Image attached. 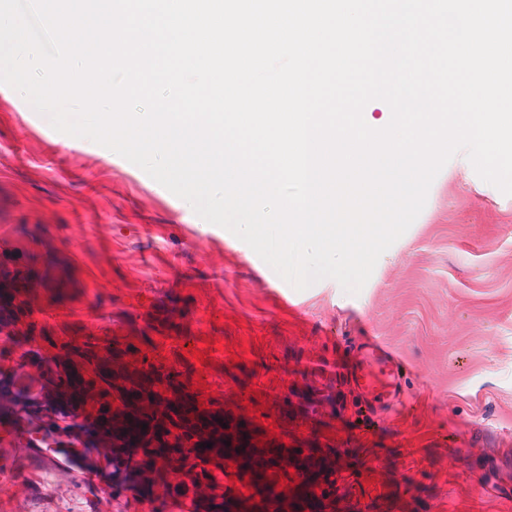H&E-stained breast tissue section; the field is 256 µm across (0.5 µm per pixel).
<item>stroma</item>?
Instances as JSON below:
<instances>
[{"instance_id": "stroma-1", "label": "stroma", "mask_w": 512, "mask_h": 512, "mask_svg": "<svg viewBox=\"0 0 512 512\" xmlns=\"http://www.w3.org/2000/svg\"><path fill=\"white\" fill-rule=\"evenodd\" d=\"M24 102L0 84V261L33 272L30 360L69 338H94L105 363L145 346L187 386L204 380L229 426L282 446L320 512H512V195L454 156L358 294L331 278L298 290L142 169ZM366 334L404 363L410 395L373 421L334 368ZM70 472L0 430L7 512H58ZM111 485L92 476L71 512H116Z\"/></svg>"}]
</instances>
